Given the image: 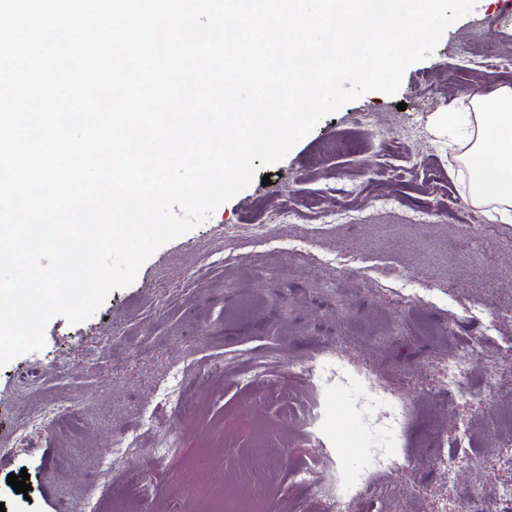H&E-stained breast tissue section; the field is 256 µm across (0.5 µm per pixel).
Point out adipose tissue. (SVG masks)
Returning <instances> with one entry per match:
<instances>
[{
	"mask_svg": "<svg viewBox=\"0 0 512 512\" xmlns=\"http://www.w3.org/2000/svg\"><path fill=\"white\" fill-rule=\"evenodd\" d=\"M457 141L465 199L492 220L512 222V89L468 93Z\"/></svg>",
	"mask_w": 512,
	"mask_h": 512,
	"instance_id": "adipose-tissue-1",
	"label": "adipose tissue"
}]
</instances>
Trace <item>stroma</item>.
<instances>
[{
	"mask_svg": "<svg viewBox=\"0 0 512 512\" xmlns=\"http://www.w3.org/2000/svg\"><path fill=\"white\" fill-rule=\"evenodd\" d=\"M512 11L477 0L435 52L411 65L396 96L365 94L323 118L205 222L160 247L135 282L113 291L94 316L50 321L42 350L0 368V437L14 436L41 405L69 409L32 444L0 452L6 512H209L213 499L245 503L251 460L262 442L282 445L267 512H323L327 495L359 476L393 485L394 512H436L441 502L496 512L512 470L435 462V435L449 452L494 457L511 430L512 380L495 393L482 383L512 362V223L465 201L452 138L435 123L464 93L512 86ZM351 136L353 148L324 154L323 142ZM391 200L388 209L379 199ZM433 209L432 224L407 217ZM293 211L289 224L270 220ZM350 216L330 222L334 211ZM313 277H305V269ZM471 364L465 396L440 387L449 354ZM328 354L359 381L328 377L285 382L278 369ZM272 358L276 372L247 373ZM224 372L202 376L216 363ZM403 406L401 427L366 409L375 398ZM323 411L318 433L307 405ZM178 437L174 456L145 458L162 433ZM130 444L114 452L117 435ZM326 455L315 456L312 439ZM314 467L304 482L301 469ZM27 471L20 494L9 474Z\"/></svg>",
	"mask_w": 512,
	"mask_h": 512,
	"instance_id": "35a3bbf8",
	"label": "stroma"
}]
</instances>
